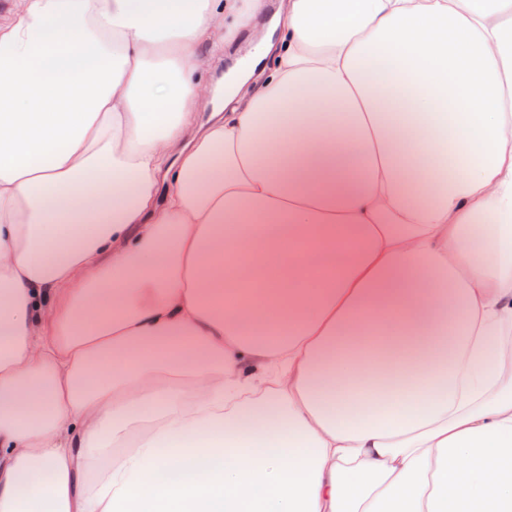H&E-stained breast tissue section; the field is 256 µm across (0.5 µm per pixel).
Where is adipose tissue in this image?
<instances>
[{"mask_svg": "<svg viewBox=\"0 0 512 512\" xmlns=\"http://www.w3.org/2000/svg\"><path fill=\"white\" fill-rule=\"evenodd\" d=\"M12 0L0 512H512V0Z\"/></svg>", "mask_w": 512, "mask_h": 512, "instance_id": "1", "label": "adipose tissue"}]
</instances>
